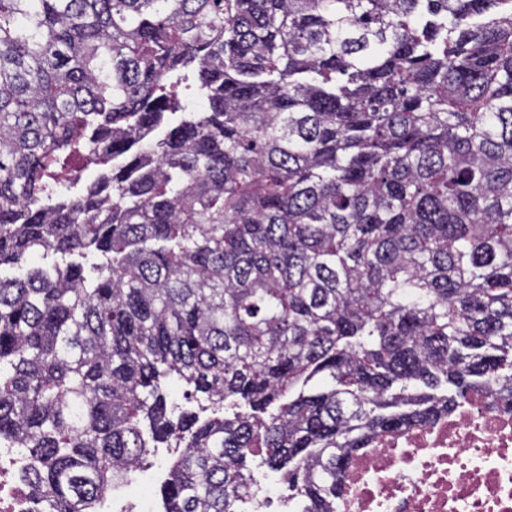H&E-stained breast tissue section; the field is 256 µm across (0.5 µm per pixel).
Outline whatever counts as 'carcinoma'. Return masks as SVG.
<instances>
[{
	"label": "carcinoma",
	"mask_w": 512,
	"mask_h": 512,
	"mask_svg": "<svg viewBox=\"0 0 512 512\" xmlns=\"http://www.w3.org/2000/svg\"><path fill=\"white\" fill-rule=\"evenodd\" d=\"M3 265L45 512L158 442L164 512H236L255 456L335 512L376 433L512 404V0H0ZM167 408L168 413L174 409V415L177 416L181 411L199 412L198 403L188 400L183 395V388L173 382L166 385Z\"/></svg>",
	"instance_id": "obj_1"
}]
</instances>
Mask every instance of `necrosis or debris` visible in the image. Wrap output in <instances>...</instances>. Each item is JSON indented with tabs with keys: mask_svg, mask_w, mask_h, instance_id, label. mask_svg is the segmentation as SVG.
I'll return each instance as SVG.
<instances>
[{
	"mask_svg": "<svg viewBox=\"0 0 512 512\" xmlns=\"http://www.w3.org/2000/svg\"><path fill=\"white\" fill-rule=\"evenodd\" d=\"M25 449L0 448V512H34ZM336 512H512V409L472 394L426 426L350 456Z\"/></svg>",
	"mask_w": 512,
	"mask_h": 512,
	"instance_id": "4bbe7bcc",
	"label": "necrosis or debris"
}]
</instances>
